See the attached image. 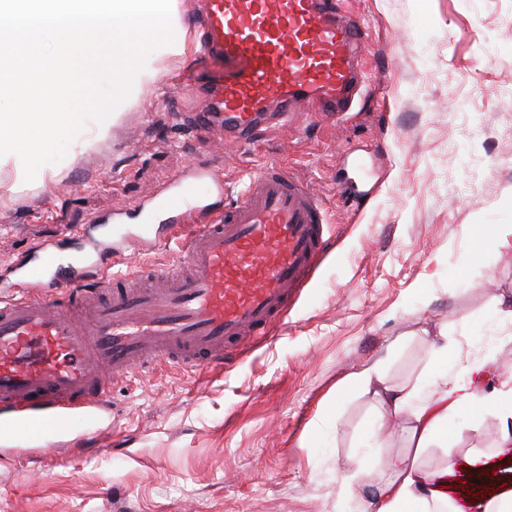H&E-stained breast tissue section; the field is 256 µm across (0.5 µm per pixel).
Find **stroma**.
I'll list each match as a JSON object with an SVG mask.
<instances>
[{
    "instance_id": "stroma-1",
    "label": "stroma",
    "mask_w": 512,
    "mask_h": 512,
    "mask_svg": "<svg viewBox=\"0 0 512 512\" xmlns=\"http://www.w3.org/2000/svg\"><path fill=\"white\" fill-rule=\"evenodd\" d=\"M364 23L362 100L344 123L324 113L291 130L225 143L182 123L190 85L215 61L199 53L191 0H178L186 51L164 54L155 82L129 97L106 137L87 122L33 182L0 168V280L36 244L70 227L97 239L112 221L167 194L175 178L208 195L198 172L223 162L243 188L280 162L320 193L333 249L285 325L231 370L177 365L112 391L114 416L37 474L40 451L0 446V512H375L340 492L390 476L407 434L378 429L373 394L349 377L381 362L389 385L427 389V365L495 357L512 373V0H342ZM447 449L494 445L497 419L465 409Z\"/></svg>"
}]
</instances>
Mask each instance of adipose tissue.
<instances>
[{"label": "adipose tissue", "mask_w": 512, "mask_h": 512, "mask_svg": "<svg viewBox=\"0 0 512 512\" xmlns=\"http://www.w3.org/2000/svg\"><path fill=\"white\" fill-rule=\"evenodd\" d=\"M448 364V348L440 346L428 366L439 385L433 397L418 403L416 387L394 388L386 384L379 367L352 374L350 384L358 389L373 391L380 404L392 413L408 412L405 431L408 446L393 457L390 477L374 492L376 512H458L457 505L446 493L447 478L453 473L452 461L431 467L421 461L425 449L448 445L452 430L449 418L462 409L476 407L480 400L470 384H449L443 370ZM463 372L478 373L496 380L493 395L487 400L497 413L498 430L495 448L512 446V377L500 378L494 359L462 363Z\"/></svg>", "instance_id": "1"}]
</instances>
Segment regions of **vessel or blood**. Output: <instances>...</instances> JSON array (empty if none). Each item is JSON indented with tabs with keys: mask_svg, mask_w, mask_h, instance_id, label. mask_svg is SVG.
<instances>
[{
	"mask_svg": "<svg viewBox=\"0 0 512 512\" xmlns=\"http://www.w3.org/2000/svg\"><path fill=\"white\" fill-rule=\"evenodd\" d=\"M200 51L223 61L196 90V131L251 142L266 120L343 117L362 92L361 25L338 0H200ZM205 198L175 189L143 217L183 253L135 274L61 266L47 245L0 292V440L52 446V433L105 427L115 382L161 364L228 366L267 341L323 261L319 193L270 163L208 224Z\"/></svg>",
	"mask_w": 512,
	"mask_h": 512,
	"instance_id": "b4317fda",
	"label": "vessel or blood"
}]
</instances>
